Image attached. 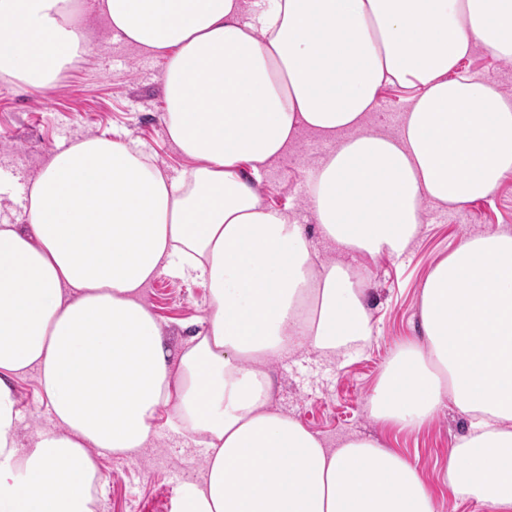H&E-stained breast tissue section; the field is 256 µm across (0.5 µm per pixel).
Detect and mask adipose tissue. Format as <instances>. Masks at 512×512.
Wrapping results in <instances>:
<instances>
[{
  "label": "adipose tissue",
  "mask_w": 512,
  "mask_h": 512,
  "mask_svg": "<svg viewBox=\"0 0 512 512\" xmlns=\"http://www.w3.org/2000/svg\"><path fill=\"white\" fill-rule=\"evenodd\" d=\"M111 28L164 58L166 128L194 167L90 136L0 224V512H94L99 458L131 456L157 419L206 446L177 512H435L418 467L379 440L325 447L271 405L266 365L370 339L364 282L315 265L303 228L265 204V165L300 129L334 141L307 197L344 253L403 255L422 206L455 208L512 174V98L461 65L512 60V0H101ZM74 0H0V72L42 86L85 51ZM408 94L396 136L378 91ZM170 272L209 288L168 346L142 290ZM424 344L396 351L372 417L419 429L453 405L469 428L444 481L512 512V233L468 237L420 292ZM37 371L53 427L20 443L15 378Z\"/></svg>",
  "instance_id": "obj_1"
}]
</instances>
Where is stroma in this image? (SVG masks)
Wrapping results in <instances>:
<instances>
[{"label":"stroma","instance_id":"1","mask_svg":"<svg viewBox=\"0 0 512 512\" xmlns=\"http://www.w3.org/2000/svg\"><path fill=\"white\" fill-rule=\"evenodd\" d=\"M98 4L99 0H79L90 47L54 82L21 87L0 78V224L25 223V185L58 146L91 135L117 134L136 141L145 147L151 163L173 174L194 165L166 133L164 58L141 53L116 36ZM464 67L512 97V61L479 48ZM406 109L399 89L382 88L369 123L386 134H397ZM332 149L331 143L300 131L288 151L266 166L258 191L267 204L302 224L317 263L340 260L365 275L366 306L375 333L356 351L323 354L303 347L267 364L272 405L316 433L326 447L367 436L417 462L438 512H493L489 505L456 498L440 479L449 449L467 430L464 415L447 406L421 429L401 430L373 419L369 398L396 350L423 339L418 299L435 263L461 239L512 231V175L490 197L459 208L424 203L421 233L403 256H343L322 239L307 204L308 172ZM142 295L174 346L196 330L208 309L205 284L167 273L153 279ZM14 386L21 410L20 439L51 427L37 372L17 378ZM204 458L199 438L158 421L153 440L135 456L99 459L102 480L95 512H175L183 483L201 481Z\"/></svg>","mask_w":512,"mask_h":512}]
</instances>
